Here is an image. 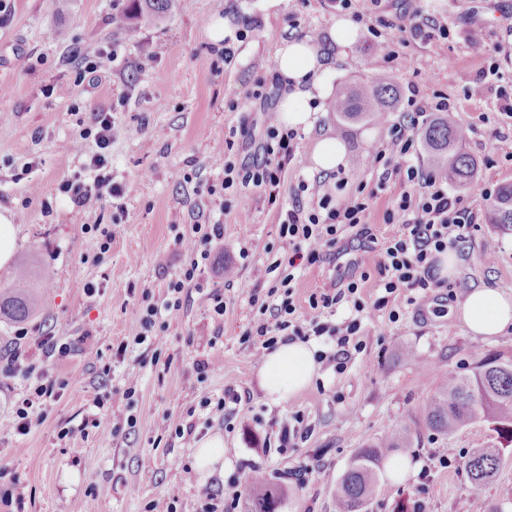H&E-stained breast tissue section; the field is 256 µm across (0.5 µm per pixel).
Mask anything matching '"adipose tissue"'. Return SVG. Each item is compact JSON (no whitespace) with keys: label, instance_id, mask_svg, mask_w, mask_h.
<instances>
[{"label":"adipose tissue","instance_id":"adipose-tissue-1","mask_svg":"<svg viewBox=\"0 0 512 512\" xmlns=\"http://www.w3.org/2000/svg\"><path fill=\"white\" fill-rule=\"evenodd\" d=\"M274 70L286 87L279 103L281 123L309 129L314 103L332 94L329 66L308 40L292 39L277 49ZM458 316L473 334L498 335L512 326V297L492 288L473 289L459 306ZM316 350L312 343L285 342L265 356L260 382L272 402H288L310 384L317 367Z\"/></svg>","mask_w":512,"mask_h":512}]
</instances>
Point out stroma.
Segmentation results:
<instances>
[{"label":"stroma","instance_id":"stroma-1","mask_svg":"<svg viewBox=\"0 0 512 512\" xmlns=\"http://www.w3.org/2000/svg\"><path fill=\"white\" fill-rule=\"evenodd\" d=\"M426 16L447 23L448 46L434 51L385 28L373 35L358 24L354 43L335 47L330 27L361 10L338 11L334 0H181L173 13L155 15L137 40L111 22L112 0H11V15L0 23V212H11L16 247L0 267V288L20 261L36 276H49L43 306L22 323L0 320V370L25 329V349L36 376L56 380L57 397L35 406L26 433H17L15 404L30 382L22 376L0 380V467L24 489L23 500H0V512H147L151 501L178 489L184 502L203 488L223 494L244 482L247 466L266 472L285 491L277 512H336V484L356 451L403 423L417 421L413 448L418 468L400 483L380 478L367 512H472L474 499L512 512V458L489 483L474 487L464 463L472 449L489 444V425L475 421L452 436L420 425L422 407L441 374L467 373L484 356L512 359V328L491 337L471 333L457 314L464 290L483 286L512 296V235L487 221L484 190L512 183V160L500 137L512 138V119L499 110L498 88L512 84V0H421ZM221 16L227 28L244 17L259 25L236 42L232 62H224L209 37L208 22ZM483 28L497 53L473 56L465 33ZM314 32L313 46L333 69L332 85L370 84L384 74L398 87L405 115L410 85L419 97H448L467 131L466 150L477 164L472 183L449 185L450 195L478 214L465 245L457 249V273L443 287L404 291L363 320L365 346L352 352L343 372L320 369L313 382L288 402L273 404L260 387L263 351L243 344L241 334L254 314L253 295L265 294L281 277L276 260L290 252L280 234L279 214L291 206V190L313 180L309 154L324 137L346 147L347 191L371 192L369 228L385 241L386 215L396 210L410 184L381 180L369 163L371 151L387 141L385 125L336 127L331 102L310 130L299 131L295 158L288 165L277 201L253 192L240 201L233 191L210 194L224 179L225 161H251L270 118L276 117L284 85L268 82L266 100L250 98L282 41ZM396 56H372L379 40ZM26 67H19L18 57ZM97 61L96 73L81 75L83 58ZM498 64V75L488 72ZM112 110L111 171L123 196L106 201L100 230L81 224L58 185L91 181L85 166L95 152L93 129L99 107ZM209 148L201 150L199 139ZM221 223L224 237L210 247V260L186 283L177 307L163 311V343H136L135 309L163 303L168 284L189 263L178 235L194 224ZM114 228L112 241L102 232ZM338 264L295 271V302L306 306L311 293L352 280L362 283L360 299L373 305L381 292L379 251H364L353 230L340 233ZM494 249V261L484 257ZM168 259L156 264L158 254ZM234 267L225 279V267ZM224 297L216 315L212 292ZM397 321H389V310ZM55 337L70 345L66 356L46 357L39 341ZM125 353H118V346ZM411 348L415 362L404 361ZM216 367L200 376L196 364ZM135 372L129 384L127 372ZM241 396L231 418L212 406L226 386ZM134 387L131 400L119 391ZM301 411L306 439L290 441L285 452L272 445L290 415ZM193 422V433L175 427ZM224 439V466L211 473L196 467L199 442ZM448 466H440V459Z\"/></svg>","mask_w":512,"mask_h":512}]
</instances>
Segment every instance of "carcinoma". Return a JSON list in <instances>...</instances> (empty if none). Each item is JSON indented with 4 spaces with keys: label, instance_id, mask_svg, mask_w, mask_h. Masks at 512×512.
Returning a JSON list of instances; mask_svg holds the SVG:
<instances>
[{
    "label": "carcinoma",
    "instance_id": "cac0c4a2",
    "mask_svg": "<svg viewBox=\"0 0 512 512\" xmlns=\"http://www.w3.org/2000/svg\"><path fill=\"white\" fill-rule=\"evenodd\" d=\"M175 7V0H138L126 13L124 25L135 17L148 18L153 13ZM397 88L380 78L369 89L350 87L336 96L334 112L339 129L353 124H380L398 102ZM463 129L445 112L422 132L423 146L433 171L448 181L465 185L474 177L476 164L465 151ZM488 223L502 234H512V183L502 185L488 207ZM41 292L34 288L33 274L26 264L17 267L9 284L0 289V319L22 322L39 307ZM425 426L449 436L476 421L489 423L494 441L474 449L466 462V473L475 486L491 479L500 469L505 447H512V360L487 355L469 373L450 372L441 378L423 409ZM413 447L412 426L408 423L391 435L371 441L353 456L347 470L336 484V512H365L378 480L380 464L387 453ZM247 512H276L281 488L264 474L247 480Z\"/></svg>",
    "mask_w": 512,
    "mask_h": 512
}]
</instances>
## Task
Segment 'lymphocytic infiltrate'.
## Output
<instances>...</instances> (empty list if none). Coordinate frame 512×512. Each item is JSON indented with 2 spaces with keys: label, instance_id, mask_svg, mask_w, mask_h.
I'll return each instance as SVG.
<instances>
[{
  "label": "lymphocytic infiltrate",
  "instance_id": "obj_1",
  "mask_svg": "<svg viewBox=\"0 0 512 512\" xmlns=\"http://www.w3.org/2000/svg\"><path fill=\"white\" fill-rule=\"evenodd\" d=\"M393 26L400 33L421 39L438 51L448 44L447 25L424 17L418 0H405ZM422 115V110L418 109L412 111L408 122H388V141L370 155L372 166L381 169L383 178L402 176L420 187L416 194H403L396 212L387 216L392 224V233L380 264L381 295L370 306L377 311L386 309L390 296L400 291L426 292L434 288L436 282L431 270L436 254L467 242L477 220L471 209L461 206L459 198L449 195L443 176L409 164V157L416 152L412 131ZM96 128L94 138L98 150L86 163L94 173L93 181L65 180L58 187L59 193L70 200L86 225L97 223L105 197L116 198L121 194L120 188L113 186L110 172L111 110L103 108L97 112ZM296 137L294 130L269 123L260 152L251 163L239 166L225 162L223 189L233 190L242 201L255 190L267 193L270 199H277L286 167L295 156ZM293 195L297 199L296 204L280 213L281 235L291 241H303L307 249L298 259L288 260L289 274L269 289L267 300L259 302L256 314L242 333V340L270 350L281 341H306L313 336H323L334 344L335 350L320 352L318 359L340 372L351 350L363 346L360 330L365 310L369 307L356 299L359 285L353 281L343 288L311 294L308 310L300 317L293 301L295 276L291 269L300 261L309 265L334 261L331 249L343 230H355L358 238L368 239L369 198L360 190L341 195L324 191L322 182L318 180L299 182ZM305 195L313 202L308 210L298 202L299 197ZM223 235L224 227L220 224H195L189 233L179 235L178 242L191 260L182 275L169 282L171 295H179L185 284L194 280L209 258L208 244L221 240ZM344 302L352 303L353 316L338 324L326 322V315L334 313L337 305ZM241 496V489L233 487L225 490L223 500L218 501L204 489L189 507L181 509L177 506L179 493L173 489L167 498L153 501L149 512H234Z\"/></svg>",
  "mask_w": 512,
  "mask_h": 512
}]
</instances>
